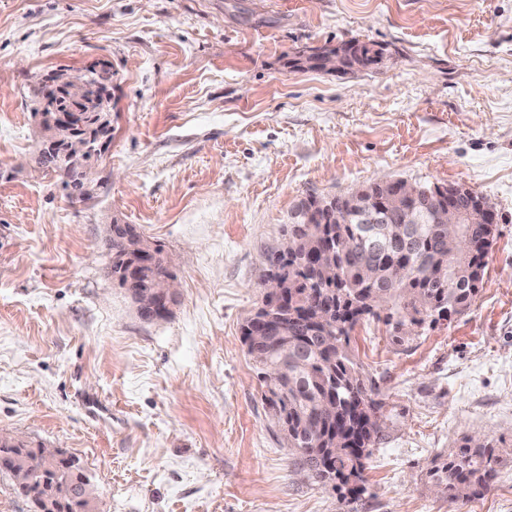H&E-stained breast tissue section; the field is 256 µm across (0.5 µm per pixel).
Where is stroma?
Instances as JSON below:
<instances>
[{"label": "stroma", "mask_w": 512, "mask_h": 512, "mask_svg": "<svg viewBox=\"0 0 512 512\" xmlns=\"http://www.w3.org/2000/svg\"><path fill=\"white\" fill-rule=\"evenodd\" d=\"M358 40L354 73L293 69ZM111 64V139L88 200L40 168L34 90ZM385 178L463 185L498 214L464 313L350 348L383 430L363 490L295 464L241 339L309 196ZM163 244L169 318L113 282L112 221ZM0 434L66 450L95 512H512V0H0ZM498 478L429 483L464 438ZM499 460L492 445L468 438L434 460L427 473L429 482L451 502L476 499L497 477L495 464Z\"/></svg>", "instance_id": "stroma-1"}]
</instances>
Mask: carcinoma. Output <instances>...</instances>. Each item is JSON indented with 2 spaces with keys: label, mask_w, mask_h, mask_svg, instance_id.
Here are the masks:
<instances>
[{
  "label": "carcinoma",
  "mask_w": 512,
  "mask_h": 512,
  "mask_svg": "<svg viewBox=\"0 0 512 512\" xmlns=\"http://www.w3.org/2000/svg\"><path fill=\"white\" fill-rule=\"evenodd\" d=\"M361 55L374 63L376 52L366 43L347 44L345 63ZM36 95L51 99L54 111L42 113V136L61 140L68 133L57 126V113H79L85 131L93 137L95 152H39L38 164L67 178L78 195L85 196L87 169L111 138L109 103L94 89L85 101H74L66 92L47 84ZM442 187L415 200H399L390 208L394 223L384 226L376 246L367 237L366 225L353 218L348 224H326L320 199L311 196L297 206V226L305 232L290 241L291 252L273 253L267 269L275 268L288 290V312L283 327L262 337L252 359L266 384L265 400L306 475L342 485L361 479L363 463L358 450H368L380 432L379 403L372 398L362 366L349 342L354 328L365 321L385 319L401 333L422 324L434 313L461 314L470 308L482 286L485 252L467 251L456 224H410L411 215L431 216L437 210ZM112 253L109 274L127 291L155 287L159 279L174 277L163 245L145 238L132 226L117 228L104 241ZM410 266L409 276L394 284L393 270ZM336 304L328 320L321 305ZM387 311L381 316V311ZM496 448L468 438L448 454L437 457L428 470L429 482L448 500L481 497L497 477ZM0 472L11 475L16 489L31 499L36 512H94V489L83 467L71 466L61 452L42 444L16 442L0 435ZM84 485L79 499L69 497L70 486Z\"/></svg>",
  "instance_id": "obj_1"
}]
</instances>
